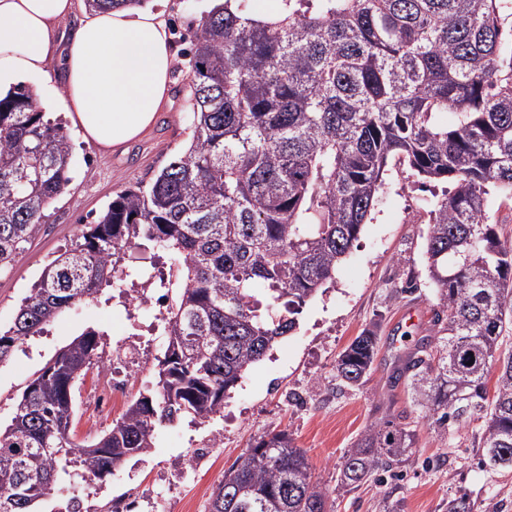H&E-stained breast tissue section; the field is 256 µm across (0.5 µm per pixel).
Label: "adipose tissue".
Returning a JSON list of instances; mask_svg holds the SVG:
<instances>
[{
    "label": "adipose tissue",
    "instance_id": "obj_1",
    "mask_svg": "<svg viewBox=\"0 0 512 512\" xmlns=\"http://www.w3.org/2000/svg\"><path fill=\"white\" fill-rule=\"evenodd\" d=\"M171 57L162 13L86 9L80 0H0V97L23 79L61 77L86 143L137 139L168 101Z\"/></svg>",
    "mask_w": 512,
    "mask_h": 512
}]
</instances>
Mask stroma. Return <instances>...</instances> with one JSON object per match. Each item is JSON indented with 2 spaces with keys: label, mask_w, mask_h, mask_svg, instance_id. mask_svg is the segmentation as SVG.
Here are the masks:
<instances>
[{
  "label": "stroma",
  "mask_w": 512,
  "mask_h": 512,
  "mask_svg": "<svg viewBox=\"0 0 512 512\" xmlns=\"http://www.w3.org/2000/svg\"><path fill=\"white\" fill-rule=\"evenodd\" d=\"M170 24L173 71L167 105L149 132L119 149L87 145L75 128L70 180L47 210L41 234L18 261L0 271V328L16 311L45 265L93 223L116 193L130 183L149 182L184 148L189 120L183 110L182 53L211 0H149ZM388 190L364 225L358 241L336 270L333 284L303 306L298 325L262 361L247 370L207 421L185 418L158 428L146 454L125 461L104 479L80 482L75 491L46 496L38 512H65L75 500L90 512H111L118 502L161 498L167 512H208L207 500L225 470L251 442L270 432L288 431L307 452L315 479L330 495L335 512H383L384 485L369 481L348 491L338 487L341 458L378 419L401 417L415 443L400 467L405 512H448V499L469 493L473 512H512V471L480 464L474 426L449 432L434 428L416 407L406 382L392 383L399 356L420 338L435 335L439 309L428 277L429 215L425 199L441 193L442 183L421 182L399 160H390ZM131 285L105 289L92 302L77 305L45 326L41 335L14 348L0 362V428L11 422L28 383L84 331L102 332V360L135 348L136 362L122 359L128 396L152 382L166 338L158 330L161 289L146 287L143 302L130 306ZM376 331L378 353L370 380L348 388L336 377V360L364 330ZM104 381L90 370L75 391V438L92 441L121 413L113 408L88 424L89 394Z\"/></svg>",
  "instance_id": "1"
}]
</instances>
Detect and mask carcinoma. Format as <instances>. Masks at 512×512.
Returning a JSON list of instances; mask_svg holds the SVG:
<instances>
[{
	"label": "carcinoma",
	"instance_id": "obj_1",
	"mask_svg": "<svg viewBox=\"0 0 512 512\" xmlns=\"http://www.w3.org/2000/svg\"><path fill=\"white\" fill-rule=\"evenodd\" d=\"M249 2L208 12L193 32L183 152L85 225L0 331L2 361L104 288L166 287L154 264H125L126 252H175L181 287L156 383L90 444L76 441L74 390L99 363L100 333L74 339L0 431V512H35L77 472L102 478L148 451L160 426L221 412L226 392L333 280L382 201L393 158L450 185L426 202L428 271L448 335L419 340L393 383L406 378L414 404L443 429L480 424L482 465L512 470V353L501 351L512 239L487 217L491 195L512 201V0H283L274 21L254 18ZM71 160L64 126L45 118L28 86L0 99V270L40 233ZM377 347L372 332L355 337L337 378L366 383ZM412 444L385 417L348 449L341 484L393 479ZM209 512L332 510L306 452L279 431L224 471Z\"/></svg>",
	"mask_w": 512,
	"mask_h": 512
}]
</instances>
